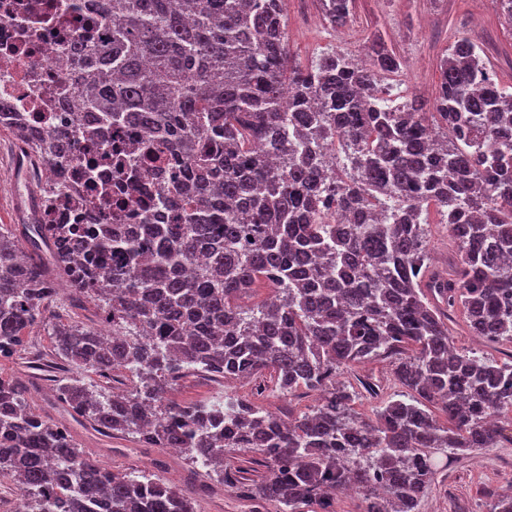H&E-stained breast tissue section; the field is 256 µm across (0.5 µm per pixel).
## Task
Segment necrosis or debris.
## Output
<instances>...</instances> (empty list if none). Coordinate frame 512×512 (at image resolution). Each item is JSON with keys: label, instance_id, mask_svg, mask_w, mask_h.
Here are the masks:
<instances>
[{"label": "necrosis or debris", "instance_id": "1", "mask_svg": "<svg viewBox=\"0 0 512 512\" xmlns=\"http://www.w3.org/2000/svg\"><path fill=\"white\" fill-rule=\"evenodd\" d=\"M17 2L0 0V131L20 124L41 134L72 128L74 116L57 91L73 83L76 66L61 47L72 39L96 37L98 26L81 0H37L42 14L36 20L17 10ZM88 166V155L81 154L40 170V178L64 195L58 205L44 208L45 222L89 223L88 202L95 190L85 175ZM157 182L153 175L144 178L131 195L114 190L122 204L121 223L137 224L146 216L168 223V213L153 205Z\"/></svg>", "mask_w": 512, "mask_h": 512}]
</instances>
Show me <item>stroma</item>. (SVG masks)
I'll use <instances>...</instances> for the list:
<instances>
[{"label":"stroma","instance_id":"1","mask_svg":"<svg viewBox=\"0 0 512 512\" xmlns=\"http://www.w3.org/2000/svg\"><path fill=\"white\" fill-rule=\"evenodd\" d=\"M288 43L301 66L315 64L330 50L365 56L372 35H380L399 56L401 68L389 82L391 96H420L433 99L445 49L466 37L482 45L497 81L512 90V26L504 22L495 0H355L346 25L330 26L323 18L318 0L299 10L296 0H285ZM12 140L0 136V224L18 223L14 197L24 186L15 180ZM51 338L45 325L35 326L24 338L23 349L14 357L0 359V377L11 378L28 391L36 412L65 423L74 439L86 450L98 454L113 470H155L182 488L196 492L199 512H276L273 504L245 498L237 488L200 492L201 480L191 473L179 454L146 447L130 436L106 437L72 420L57 403L51 381L29 370L30 361L52 359ZM363 378L380 382L379 398L360 395L358 411L374 415L381 402L396 398L402 388L383 362H374L345 372L343 381ZM251 384L217 381L204 374L191 375L178 383L171 396L180 403L213 401L224 394H247ZM493 448H477L455 456L446 470L438 473L422 498L419 512H492L494 503L512 492V429Z\"/></svg>","mask_w":512,"mask_h":512}]
</instances>
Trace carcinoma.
<instances>
[{
    "label": "carcinoma",
    "instance_id": "carcinoma-1",
    "mask_svg": "<svg viewBox=\"0 0 512 512\" xmlns=\"http://www.w3.org/2000/svg\"><path fill=\"white\" fill-rule=\"evenodd\" d=\"M284 0H84L104 23L75 39L84 86L66 97L76 124L21 153L17 177L35 186L24 233L0 227V358L42 323L72 376L55 399L100 434L177 448L193 472L231 483L227 454L261 457L268 476L244 487L278 512L357 488L366 512H418L438 467L503 439L512 424V361L457 350L448 323L512 343V93L467 38L446 49L432 112L381 88L400 60L380 39L372 64L332 52L291 62ZM342 26L354 0H320ZM122 121L154 134L112 168L137 187L144 169L182 164L157 186L179 224H110L101 181L99 231L45 224L54 188L30 173L81 142L103 144ZM455 246L430 262L429 208ZM80 250L111 263L77 283L83 320L46 318L74 282ZM261 278L278 298L239 303ZM387 361L407 399L364 419L340 369ZM136 377L113 392L119 372ZM205 373L258 382L317 404L283 417L245 396L180 404L179 381ZM93 374L97 379L85 378ZM439 406V422L430 406ZM14 512H197L184 489L123 474L36 413L26 390L0 378V479Z\"/></svg>",
    "mask_w": 512,
    "mask_h": 512
}]
</instances>
